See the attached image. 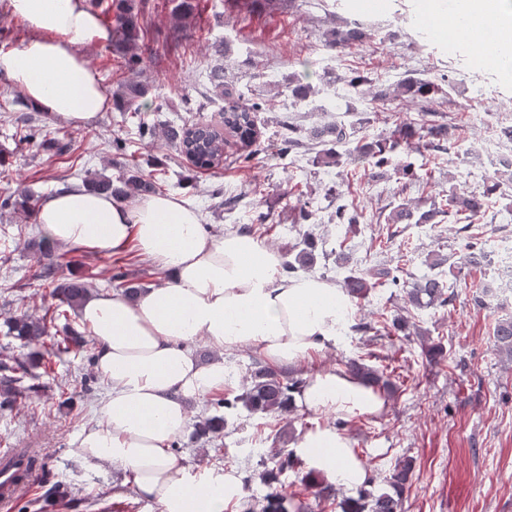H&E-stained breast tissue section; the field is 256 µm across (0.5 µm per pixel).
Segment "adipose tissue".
Returning <instances> with one entry per match:
<instances>
[{
    "mask_svg": "<svg viewBox=\"0 0 512 512\" xmlns=\"http://www.w3.org/2000/svg\"><path fill=\"white\" fill-rule=\"evenodd\" d=\"M464 23L449 34H476L481 19L500 15L512 29V0H460ZM21 19L20 47L0 49L5 78L51 119L71 127L96 123L111 98L82 45L107 41L110 30L88 0H0ZM35 221L54 241L90 253L128 248L163 274L138 298L97 291L78 320L99 344L96 368L107 390L91 426L80 429L72 452L99 466L129 472L140 499L160 512H224L241 498L233 471L191 473L172 441L184 433L189 404L227 382L224 355L250 350L277 366L302 367L310 353L334 341L351 308L344 289L319 276H280V257L253 237L205 234L202 216L181 196L118 200L76 186L42 200ZM204 340L216 359L201 362ZM299 406L328 417L377 416L380 393L344 370L310 374ZM314 476L346 489L361 486L365 468L349 439L326 424L303 435L298 448Z\"/></svg>",
    "mask_w": 512,
    "mask_h": 512,
    "instance_id": "1",
    "label": "adipose tissue"
}]
</instances>
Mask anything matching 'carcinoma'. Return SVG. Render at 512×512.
Returning <instances> with one entry per match:
<instances>
[{
	"label": "carcinoma",
	"mask_w": 512,
	"mask_h": 512,
	"mask_svg": "<svg viewBox=\"0 0 512 512\" xmlns=\"http://www.w3.org/2000/svg\"><path fill=\"white\" fill-rule=\"evenodd\" d=\"M96 6H105L107 20L115 24L117 40L115 48L128 56L131 68L140 63L139 50V9L136 0H115V5L105 4V0H93ZM371 38V34L361 25H338L327 33L325 44L331 49L362 47ZM310 74L303 72L295 77L291 87V95L297 100L309 96L312 84ZM216 95L228 99L224 106V130H219L208 124L169 125L164 129L165 139L176 151L199 169H211L224 162V153L229 145V138H234L238 149L242 151L239 158L247 162L251 158V147L258 139L255 124V112L261 110L257 103H240L233 98L232 91L224 87L220 81L215 85ZM400 89L416 104L425 105L432 101L439 91L438 85L431 80L408 78L400 84ZM149 87L135 80H129L120 92L121 110L124 112H149ZM27 124V132L21 141L33 145L39 151L51 152L58 150L57 144L42 135L41 127L31 116L23 118ZM450 131L440 125L420 126L409 128L404 133L383 140H360L354 147L355 159L367 164L377 174L386 173L385 166L392 157L405 152L407 141L417 138L430 137L440 140L449 135ZM353 137L352 129L343 123H334L310 130L309 140L323 147L324 163H339L341 155L336 146L346 144ZM512 184V162L501 165L490 176L481 191L459 193L454 189L438 193L439 199H433L429 208L423 211L413 210L405 203H400L390 212V224H432L438 217H453L456 223L470 228L484 219L491 208L493 199L501 191L504 183ZM83 186L97 193H106L118 198L127 196L152 194L159 188V183L152 177L142 173L140 168L132 165L127 168L125 175L115 181L106 178H88L83 180ZM37 248L36 270L33 274L40 285L49 289V295L58 301L54 312L58 316L67 317V310H77L89 293L87 283L79 276L64 277L58 274L55 263L54 244L45 236L34 242ZM485 244L477 238H471L466 243L464 252L458 256L450 254L439 256L431 263L438 272L427 274L412 282L400 281L398 266H382L373 273L351 275L343 282V288L349 296L359 299L379 284L387 283L393 286L403 285L407 303L410 306L424 310L437 308L451 303L453 294L449 288L453 284H445L444 278L449 275L457 278L462 270L482 269ZM315 262L312 252L303 248L295 253L294 261L283 267V271L291 274L297 268H308ZM7 334L20 341L30 342L42 336L50 335L47 324L27 314L14 316L6 321ZM494 350L500 361L512 365V315L496 321L494 331ZM81 333L70 329L67 340L56 343V353H67L72 349L83 346ZM43 357L33 359L28 356L0 358V412L13 409L20 399L29 398L38 393L39 384L35 383L38 375L32 369L39 366ZM346 373L361 381L364 385L393 395L397 385L391 376L377 367L364 362L362 358H350L346 362ZM307 378L300 375H285L267 364L254 362L251 370L250 384L242 393L232 399L218 397L211 401L215 410L231 408L236 403H242L250 412L264 416L285 418L295 410V395L305 387ZM224 429V417L214 415L197 425L196 436L208 437L220 433ZM298 458L293 454L282 451L273 458L272 467L263 473L264 481L270 486L266 495L263 512H290L295 507L296 512H303L302 505H293L295 495L288 492V486L280 482V476L294 469ZM413 467L409 460L395 466L389 477L385 478L388 489L378 493L370 490L375 478L367 476V480L358 490V496L347 498L342 502V512H401L403 496L412 477Z\"/></svg>",
	"instance_id": "obj_1"
}]
</instances>
